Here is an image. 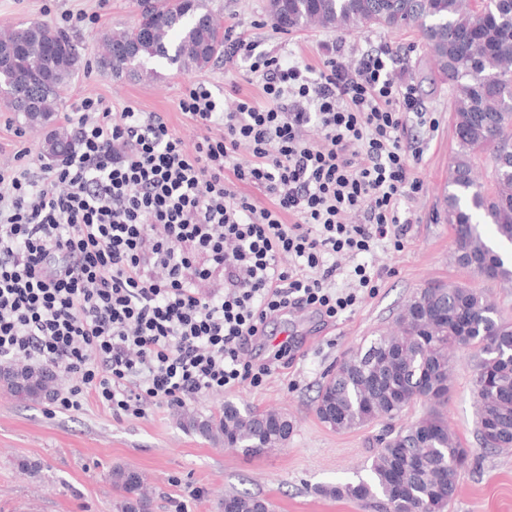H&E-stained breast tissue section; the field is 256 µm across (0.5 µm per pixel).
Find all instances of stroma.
Here are the masks:
<instances>
[{"label":"stroma","instance_id":"1","mask_svg":"<svg viewBox=\"0 0 512 512\" xmlns=\"http://www.w3.org/2000/svg\"><path fill=\"white\" fill-rule=\"evenodd\" d=\"M267 2L209 0L208 6L236 35L260 50L318 65L329 32L277 30L266 11ZM80 10L99 14L100 19L71 32L82 49L84 65L62 91L58 126H65V114L76 111L83 98H99L115 112L130 105L142 112L166 113L173 132L190 145L199 127L179 107L185 85L205 83L227 108L233 101L231 84H238L244 95L259 93L244 61L228 69L218 60L200 71L181 72L159 62L158 77L151 81L100 74L92 63L96 40L104 30L134 23L135 0H0V28L20 22L51 25L61 13ZM342 37L351 61L383 41L404 52L422 102L439 120L436 130L417 132L423 151L417 165L423 189L399 207L413 218L403 248L386 242L358 257L378 273L374 291L354 309L333 318L310 310L272 316L265 344L254 347L255 360H272L271 345L288 339L294 345L293 362L259 384L245 382L221 394L201 393L182 407L153 406L139 419L115 417L92 399L84 402L82 410L70 412L59 409L51 398L20 400L0 390V512H117L119 494L109 478L116 466L146 475L154 488L153 512H224L228 494L267 499L273 512H379L316 491L317 486L362 473L386 425L379 419L337 432L321 423L315 400L327 372L350 351L394 331L403 304L434 281L485 287L508 320H512V285L482 283L453 259L451 231L441 214L454 146L453 114L448 87L434 82L423 44L411 31L377 27L346 31ZM46 133L42 126H21L13 113L0 108V163L11 162L24 147L44 150ZM473 374L468 355H457L444 414L449 430L468 448L471 464L461 473L448 512H512V447L490 451L479 444ZM228 401L287 415L294 425L287 444L261 457H247L205 441L180 422L181 412L216 415Z\"/></svg>","mask_w":512,"mask_h":512}]
</instances>
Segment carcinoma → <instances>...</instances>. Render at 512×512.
Here are the masks:
<instances>
[{
  "label": "carcinoma",
  "mask_w": 512,
  "mask_h": 512,
  "mask_svg": "<svg viewBox=\"0 0 512 512\" xmlns=\"http://www.w3.org/2000/svg\"><path fill=\"white\" fill-rule=\"evenodd\" d=\"M268 15L286 32L355 30L372 26L411 29L448 85L455 145L442 200L452 232L454 260L473 277L512 283V267L488 245L479 224L512 244V0H268ZM152 28L138 57L159 58L178 69L203 70L224 56L223 20L206 0H140L136 23L103 37L97 67L118 76L132 69L130 44L137 23ZM22 50L20 62L0 73V103L22 120L46 124L76 77L82 55L66 32L42 23H20L0 33V52ZM487 165V184L476 168ZM398 332L379 336L348 354L322 385L315 411L336 431L377 419L401 417L416 402L420 418L383 431L376 439L368 478L319 489L323 496L363 504L382 501L385 512H445L456 494L469 451L448 431L450 360L473 352L472 391L477 438L486 449L512 447V322L484 290L466 284H431L417 291L397 318ZM27 399L43 398L50 376L22 366L4 370L0 388ZM285 416L224 404L217 415H181L182 424L214 443L260 456L280 448ZM120 493L118 512L137 502L150 512L151 497L140 473L117 466L109 474ZM233 512H271L263 498L226 495Z\"/></svg>",
  "instance_id": "obj_1"
}]
</instances>
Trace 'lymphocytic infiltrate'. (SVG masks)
I'll list each match as a JSON object with an SVG mask.
<instances>
[{"instance_id": "f902f5d3", "label": "lymphocytic infiltrate", "mask_w": 512, "mask_h": 512, "mask_svg": "<svg viewBox=\"0 0 512 512\" xmlns=\"http://www.w3.org/2000/svg\"><path fill=\"white\" fill-rule=\"evenodd\" d=\"M343 56L339 39L302 65L229 29L224 61L246 60L261 97L224 110L204 83L185 86L193 145L166 113L87 97L66 116L67 160L25 147L0 164V358L72 373L61 409L92 396L141 417L258 383L268 367L248 348L272 313L355 306L375 277L357 256L408 234L399 205L423 189L412 129L437 120L390 43Z\"/></svg>"}]
</instances>
